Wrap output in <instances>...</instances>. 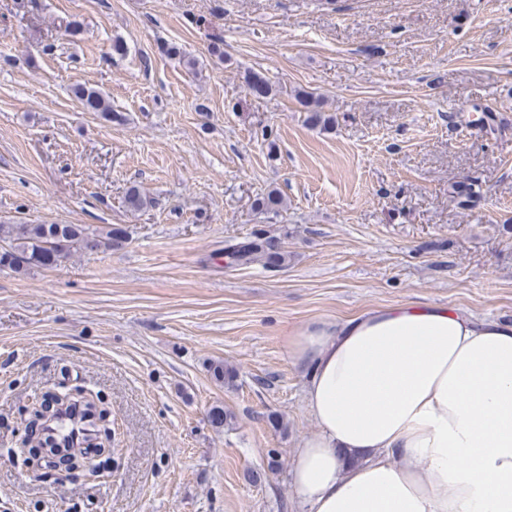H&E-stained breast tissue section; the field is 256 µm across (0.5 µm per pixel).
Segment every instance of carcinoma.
Wrapping results in <instances>:
<instances>
[{"label": "carcinoma", "mask_w": 512, "mask_h": 512, "mask_svg": "<svg viewBox=\"0 0 512 512\" xmlns=\"http://www.w3.org/2000/svg\"><path fill=\"white\" fill-rule=\"evenodd\" d=\"M75 96L87 112H101L114 121L121 120L119 113L112 111L109 102L94 87L83 86L75 91ZM126 206L138 211L147 206L148 200L139 188H129L124 196ZM284 204V199L276 190L257 200L259 209L276 212ZM0 232L9 239L8 247L0 246V267L22 270L31 267H54L71 256V251L95 252L99 250L117 251L128 241L126 232L112 228L98 234L80 224H0ZM224 253L231 265L259 263L265 268L281 266L286 255L277 241L271 237L254 234V239L230 245ZM213 377L226 386L235 385L237 369L219 361L211 365Z\"/></svg>", "instance_id": "obj_1"}]
</instances>
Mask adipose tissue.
<instances>
[{
    "mask_svg": "<svg viewBox=\"0 0 512 512\" xmlns=\"http://www.w3.org/2000/svg\"><path fill=\"white\" fill-rule=\"evenodd\" d=\"M316 437L293 456L310 512H512V324L420 303L288 338Z\"/></svg>",
    "mask_w": 512,
    "mask_h": 512,
    "instance_id": "adipose-tissue-1",
    "label": "adipose tissue"
}]
</instances>
